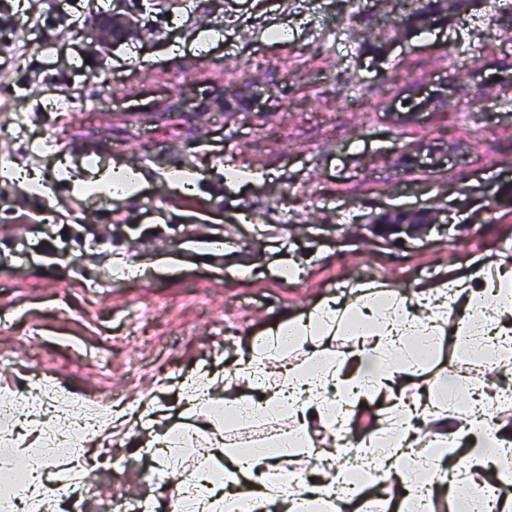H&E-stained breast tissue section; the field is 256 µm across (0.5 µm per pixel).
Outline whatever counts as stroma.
<instances>
[{"label":"stroma","instance_id":"35a3bbf8","mask_svg":"<svg viewBox=\"0 0 512 512\" xmlns=\"http://www.w3.org/2000/svg\"><path fill=\"white\" fill-rule=\"evenodd\" d=\"M0 0V407L55 390L135 415L54 512H114L119 499L172 512L205 434L152 466L153 436L183 426V382L223 373L252 340L341 298L356 282L414 290L512 253V89L474 68L512 70L497 0L405 29L409 0ZM119 15L114 40L89 14ZM429 92L417 111L404 97ZM71 95L81 109L52 103ZM127 166L133 196L78 192L71 169ZM247 173L242 188L227 168ZM196 173L188 194L171 173ZM499 193L492 204L489 194ZM435 209L404 239L381 216ZM512 392V374L468 361L453 336L415 390Z\"/></svg>","mask_w":512,"mask_h":512}]
</instances>
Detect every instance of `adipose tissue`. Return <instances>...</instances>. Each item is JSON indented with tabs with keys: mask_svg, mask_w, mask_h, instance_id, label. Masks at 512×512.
<instances>
[{
	"mask_svg": "<svg viewBox=\"0 0 512 512\" xmlns=\"http://www.w3.org/2000/svg\"><path fill=\"white\" fill-rule=\"evenodd\" d=\"M355 289L356 296L345 306L325 301L307 318L288 321L254 339L248 358L238 367L210 377L211 385L223 387L224 406L237 420L287 415L295 424L274 439L229 453L221 416L209 415L213 438L192 478L197 512H268L273 501L284 512H333L336 498L356 490L354 472L369 481L380 472L402 480L405 471L427 466L429 455L417 448L420 423L428 428L431 447L455 448L463 435L473 441L463 462L439 465L438 485L469 486L474 476L489 470L497 484H512V470L501 462L512 450L511 429L491 424L481 407L452 411L447 399L409 393L407 384L408 374L429 361L438 336L447 333L471 352L493 360L499 370L512 369V342L486 340L497 327L512 329V261L503 260L489 271L477 267L467 277L446 273L436 284L414 292L362 283ZM340 331L371 337V344L357 354L370 360V367L343 374L346 355L332 347ZM302 345L310 351L307 363L285 364V353ZM331 394L348 414L362 403L386 401L379 431L384 453L376 454L371 444H364L353 461L320 472L297 489L267 479V472L283 468L290 457L319 459L333 453V446L311 430L316 423L335 433L336 422L325 410Z\"/></svg>",
	"mask_w": 512,
	"mask_h": 512,
	"instance_id": "adipose-tissue-1",
	"label": "adipose tissue"
}]
</instances>
